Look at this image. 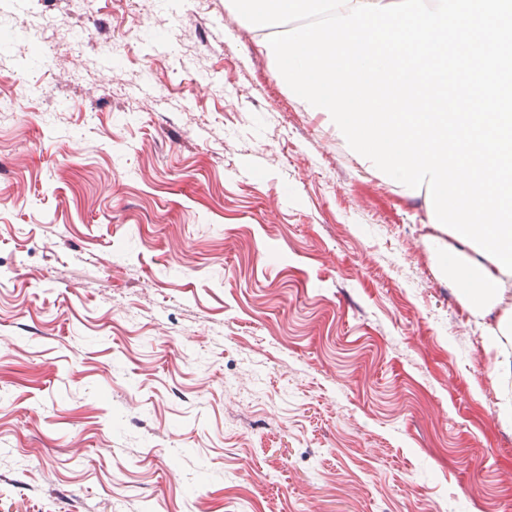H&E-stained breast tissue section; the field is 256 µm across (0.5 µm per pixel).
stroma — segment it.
Wrapping results in <instances>:
<instances>
[{"label":"stroma","instance_id":"stroma-1","mask_svg":"<svg viewBox=\"0 0 512 512\" xmlns=\"http://www.w3.org/2000/svg\"><path fill=\"white\" fill-rule=\"evenodd\" d=\"M232 8L0 0L85 35L0 54V512H512L496 315Z\"/></svg>","mask_w":512,"mask_h":512}]
</instances>
